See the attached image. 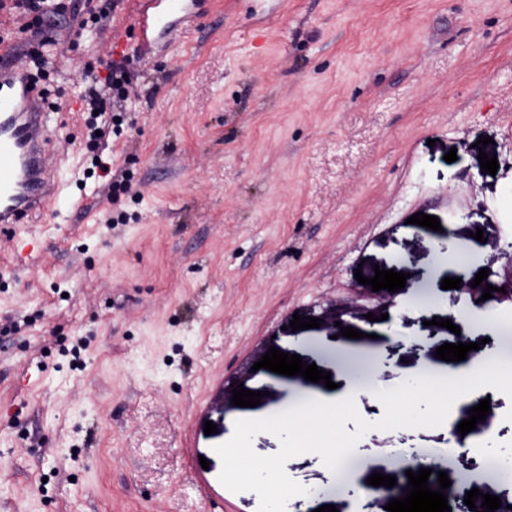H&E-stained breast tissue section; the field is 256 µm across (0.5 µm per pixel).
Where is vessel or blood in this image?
<instances>
[{"instance_id":"vessel-or-blood-1","label":"vessel or blood","mask_w":512,"mask_h":512,"mask_svg":"<svg viewBox=\"0 0 512 512\" xmlns=\"http://www.w3.org/2000/svg\"><path fill=\"white\" fill-rule=\"evenodd\" d=\"M195 0H141L134 21L139 47L175 34ZM47 114L26 64L0 69V227L44 211L57 193Z\"/></svg>"}]
</instances>
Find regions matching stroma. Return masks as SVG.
Instances as JSON below:
<instances>
[{
    "instance_id": "1",
    "label": "stroma",
    "mask_w": 512,
    "mask_h": 512,
    "mask_svg": "<svg viewBox=\"0 0 512 512\" xmlns=\"http://www.w3.org/2000/svg\"><path fill=\"white\" fill-rule=\"evenodd\" d=\"M139 5L118 0L74 50L67 19L45 32L60 192L0 237V326L22 321L0 334V512H276L250 461L287 444L288 487L314 510L385 512L365 489L375 473L404 478L399 448L512 504V378L476 474L447 433L472 401L415 372L435 352L421 302L442 319L470 307V278L441 287L457 270L440 243L473 244L472 271L504 280L512 0H208L194 25L131 55L121 110L84 111L87 73L106 77L113 29L135 41ZM97 125L112 134L93 149ZM105 165L128 191H108ZM419 212L440 230L412 224ZM379 268L407 273L405 287L360 289L355 272ZM297 314L322 324L289 330ZM344 326L362 333L359 358L327 344ZM273 346L354 389L323 417L231 435L237 385L275 416L312 387L255 369ZM341 444L356 462L343 480L324 460Z\"/></svg>"
}]
</instances>
